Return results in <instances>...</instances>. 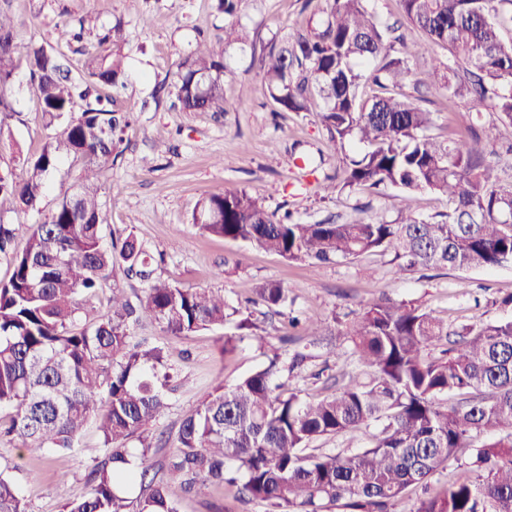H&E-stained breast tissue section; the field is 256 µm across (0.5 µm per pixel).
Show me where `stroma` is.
<instances>
[{
	"mask_svg": "<svg viewBox=\"0 0 512 512\" xmlns=\"http://www.w3.org/2000/svg\"><path fill=\"white\" fill-rule=\"evenodd\" d=\"M303 0H250L240 17L254 37L245 48L225 47L224 16L212 0H0L20 24L19 41L36 40L63 54L73 74H80L83 53L96 43L93 33L82 42L71 40L67 25L91 14L109 25L122 20L127 84L120 107L132 123L117 146L112 164L101 173L104 190L105 239L134 235L151 253L163 255L151 279L188 289L224 293L226 303L249 319L232 356H225L224 338L233 326L203 330L187 336H170L146 320L135 336L160 346L180 369L178 388L169 407L155 425L164 441L148 453L153 466L166 461L175 447L182 419L195 408L200 394L211 385L236 384L242 377L268 365L273 355L290 360L294 352L308 349L304 370L283 375L285 391L303 399L322 396L326 345L304 347L291 340L289 316L321 320L330 333L344 329L361 308L380 296L437 312L449 331L489 320L512 319V264L489 269L412 270L396 273L391 254L376 252L359 259L333 263L289 261L242 241L210 236L192 222L199 199L227 190L243 189L262 196L269 210H293L314 223L349 222L369 215L395 218L398 210L411 209L425 216L444 211L445 203L430 191L392 198L390 189L342 192L321 199L318 181L335 174L343 154L329 142L313 112H274L255 62L274 35L306 28L309 12ZM204 34L227 64L224 75V109L220 112H181L173 108V75L182 56ZM17 113L0 126V169L17 168L19 155L41 151L50 131L45 127L30 77L19 71L15 83ZM467 97L439 98L429 104L439 139L463 132ZM312 157L318 167L305 179L306 190L293 194L289 174L295 153ZM79 169L63 162L49 178L50 188L41 209L8 213L1 220L16 228L13 246L22 250L34 224L55 208L69 192ZM278 281L288 290L282 314L250 304L254 288ZM149 281L127 276L114 267L97 293L78 313L90 322L105 314L113 289L129 297L144 296ZM106 455L95 424H88L75 447L51 459L23 453L19 445L0 438V472L7 475L24 497L28 512H60L64 503L84 496L90 469ZM181 512H268L260 502L241 503L220 488L179 494Z\"/></svg>",
	"mask_w": 512,
	"mask_h": 512,
	"instance_id": "35a3bbf8",
	"label": "stroma"
}]
</instances>
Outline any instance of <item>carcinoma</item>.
Here are the masks:
<instances>
[{"label":"carcinoma","mask_w":512,"mask_h":512,"mask_svg":"<svg viewBox=\"0 0 512 512\" xmlns=\"http://www.w3.org/2000/svg\"><path fill=\"white\" fill-rule=\"evenodd\" d=\"M249 0H214L224 14V44L246 46L238 18ZM305 29L273 36L257 59L276 112H308L330 142L362 150L320 184L326 194L381 186L409 195L429 190L448 209L428 217L400 210L344 223H310L272 212L244 189L202 198L192 223L204 233L253 244L292 260L320 263L390 252L404 271L415 267L480 269L512 263V184L491 181L482 144L485 112L512 125V0H400L406 21L448 50L418 84L428 95L469 97L467 134L443 141L428 133L433 113L393 91L411 75L414 51L400 27L382 26L367 0H324ZM96 29L84 74L74 77L55 51L23 45L18 22L0 10V126L16 113L13 86L26 68L47 123L70 120L42 150L23 159L22 176L0 171V216L39 205L49 176L65 159L80 164L72 192L40 224L26 248L11 251L15 228L0 222V255L11 274L0 281V409H11L4 433L32 455L65 452L90 422L107 457L87 476L90 489L61 512H179L173 487H234L271 512H392L406 492L427 485L450 460L468 458V476L418 499L413 512H512V320L486 321L455 333L442 355L436 343L448 326L431 311L380 298L367 303L341 334L368 377L330 378L315 402L281 391V371L299 368L271 359L235 385L211 387L181 422L176 451L157 478L147 463L149 427L168 406L174 369L163 349L131 343L144 317L171 336L222 327L238 309L224 293L156 282L138 302L112 289L109 310L75 326L81 297L99 288L115 264L141 278L155 262L132 235L104 242L100 173L112 161L130 113L117 106L126 86L117 22L79 20L72 38ZM224 54L204 38L179 63L175 97L183 112L224 111ZM370 95H364V87ZM267 307L288 299L277 281L255 289ZM453 393L448 405L442 396ZM366 429L356 453L312 447L322 438ZM138 440L141 450L129 449ZM140 486V495L128 490ZM0 512H28L0 472Z\"/></svg>","instance_id":"1"}]
</instances>
